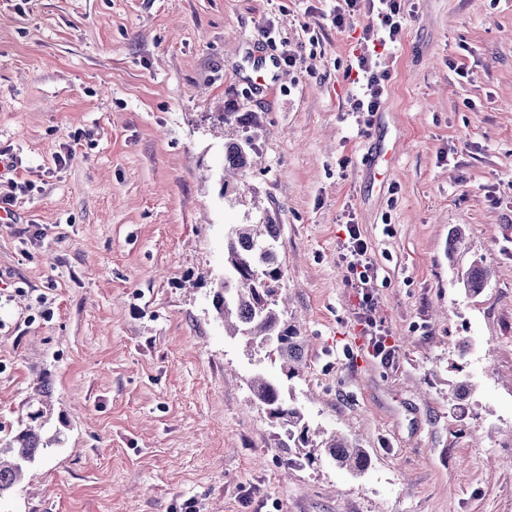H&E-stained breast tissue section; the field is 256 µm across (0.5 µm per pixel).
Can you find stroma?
Segmentation results:
<instances>
[{"instance_id":"35a3bbf8","label":"stroma","mask_w":512,"mask_h":512,"mask_svg":"<svg viewBox=\"0 0 512 512\" xmlns=\"http://www.w3.org/2000/svg\"><path fill=\"white\" fill-rule=\"evenodd\" d=\"M335 4L0 0V431L45 384L60 439L0 512H512V0H402L365 135L347 73L368 47ZM286 47L300 64L262 74ZM247 138L245 182L222 184ZM265 213L306 359L285 394L363 473L285 469L247 385L280 366L214 312L226 226ZM350 217L386 364L338 260Z\"/></svg>"}]
</instances>
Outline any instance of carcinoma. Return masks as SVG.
<instances>
[{
  "instance_id": "obj_1",
  "label": "carcinoma",
  "mask_w": 512,
  "mask_h": 512,
  "mask_svg": "<svg viewBox=\"0 0 512 512\" xmlns=\"http://www.w3.org/2000/svg\"><path fill=\"white\" fill-rule=\"evenodd\" d=\"M250 140L225 147V157L232 169L246 175ZM279 225L271 216L254 224H231L224 233V277L214 288L212 306L232 336H242L248 344L265 352V358L280 365L286 379L302 373L304 349L297 331L288 326L278 308L277 296L282 288L283 270L276 243ZM464 286L476 291L485 283L484 271L471 267L463 278ZM254 401L265 406L270 417L279 422L283 438L279 447L286 449V465L311 463L326 455L336 465L353 473L364 470L365 450L348 438L310 432L300 408L287 402L281 385L261 372L248 379ZM48 387L34 390L38 403L30 419L43 418L50 412ZM58 439L43 438L40 429L27 425L4 438L0 437V497L20 486L28 477L27 466Z\"/></svg>"
}]
</instances>
